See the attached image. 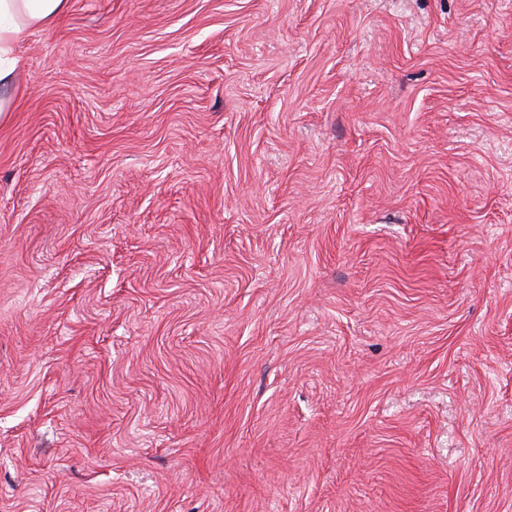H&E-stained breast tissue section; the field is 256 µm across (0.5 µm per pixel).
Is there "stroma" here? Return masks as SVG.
Masks as SVG:
<instances>
[{
    "label": "stroma",
    "mask_w": 512,
    "mask_h": 512,
    "mask_svg": "<svg viewBox=\"0 0 512 512\" xmlns=\"http://www.w3.org/2000/svg\"><path fill=\"white\" fill-rule=\"evenodd\" d=\"M0 114V512H512V0H68Z\"/></svg>",
    "instance_id": "35a3bbf8"
}]
</instances>
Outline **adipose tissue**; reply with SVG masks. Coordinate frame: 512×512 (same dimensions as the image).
<instances>
[{"label": "adipose tissue", "mask_w": 512, "mask_h": 512, "mask_svg": "<svg viewBox=\"0 0 512 512\" xmlns=\"http://www.w3.org/2000/svg\"><path fill=\"white\" fill-rule=\"evenodd\" d=\"M67 0H0V82L9 81L20 60L16 45L32 29L54 21Z\"/></svg>", "instance_id": "ef3b65f1"}]
</instances>
